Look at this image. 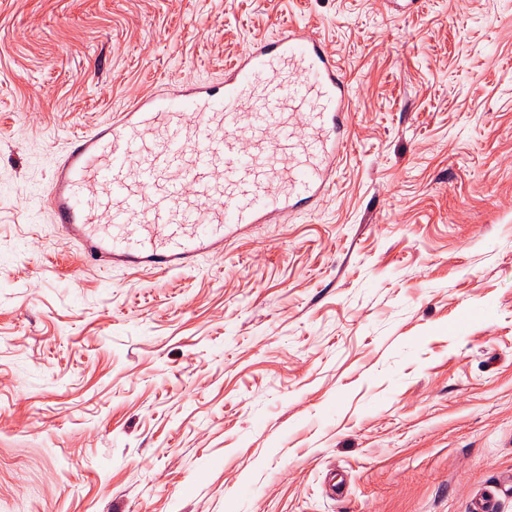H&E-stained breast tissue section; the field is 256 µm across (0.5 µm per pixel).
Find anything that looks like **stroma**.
<instances>
[{
	"instance_id": "stroma-1",
	"label": "stroma",
	"mask_w": 512,
	"mask_h": 512,
	"mask_svg": "<svg viewBox=\"0 0 512 512\" xmlns=\"http://www.w3.org/2000/svg\"><path fill=\"white\" fill-rule=\"evenodd\" d=\"M289 23L321 199L168 274L59 234L68 137ZM0 512H512V0H0Z\"/></svg>"
}]
</instances>
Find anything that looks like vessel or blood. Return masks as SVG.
<instances>
[{"instance_id":"obj_1","label":"vessel or blood","mask_w":512,"mask_h":512,"mask_svg":"<svg viewBox=\"0 0 512 512\" xmlns=\"http://www.w3.org/2000/svg\"><path fill=\"white\" fill-rule=\"evenodd\" d=\"M349 116L346 76L309 27L256 36L223 80L151 91L71 137L52 173V222L99 266H190L317 199Z\"/></svg>"}]
</instances>
